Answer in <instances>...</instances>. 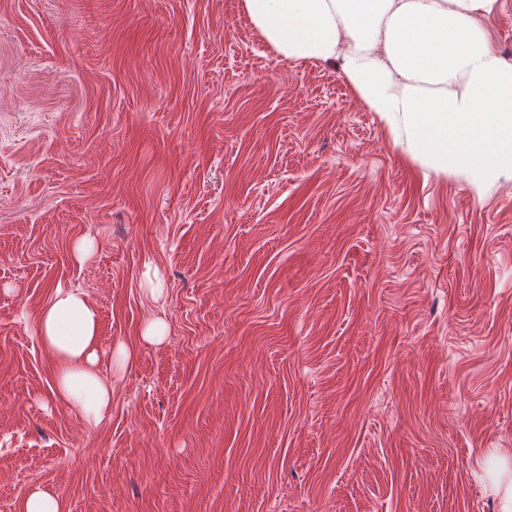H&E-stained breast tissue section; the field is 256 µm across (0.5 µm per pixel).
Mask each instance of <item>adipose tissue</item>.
Listing matches in <instances>:
<instances>
[{
	"label": "adipose tissue",
	"instance_id": "ef3b65f1",
	"mask_svg": "<svg viewBox=\"0 0 512 512\" xmlns=\"http://www.w3.org/2000/svg\"><path fill=\"white\" fill-rule=\"evenodd\" d=\"M499 0H242L276 53L338 68L395 144L425 171L475 187L512 180V62L482 26ZM56 365L58 400L100 423L112 384L98 368L99 314L57 285L35 324ZM499 512H512V451L485 469Z\"/></svg>",
	"mask_w": 512,
	"mask_h": 512
}]
</instances>
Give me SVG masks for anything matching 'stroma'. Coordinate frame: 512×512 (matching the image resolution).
Segmentation results:
<instances>
[{
    "label": "stroma",
    "instance_id": "35a3bbf8",
    "mask_svg": "<svg viewBox=\"0 0 512 512\" xmlns=\"http://www.w3.org/2000/svg\"><path fill=\"white\" fill-rule=\"evenodd\" d=\"M59 284L99 312L96 425L34 331ZM500 448L511 180L424 175L241 0H0V512H498ZM23 512H61L62 505L52 492L40 487L31 486L23 493Z\"/></svg>",
    "mask_w": 512,
    "mask_h": 512
}]
</instances>
